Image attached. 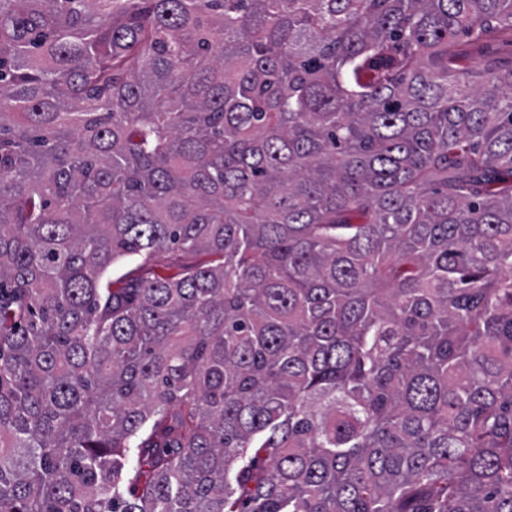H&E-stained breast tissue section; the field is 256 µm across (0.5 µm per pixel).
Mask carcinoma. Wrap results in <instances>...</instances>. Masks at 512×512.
<instances>
[{
  "instance_id": "cac0c4a2",
  "label": "carcinoma",
  "mask_w": 512,
  "mask_h": 512,
  "mask_svg": "<svg viewBox=\"0 0 512 512\" xmlns=\"http://www.w3.org/2000/svg\"><path fill=\"white\" fill-rule=\"evenodd\" d=\"M495 31L0 0V512H512V68L450 66Z\"/></svg>"
}]
</instances>
